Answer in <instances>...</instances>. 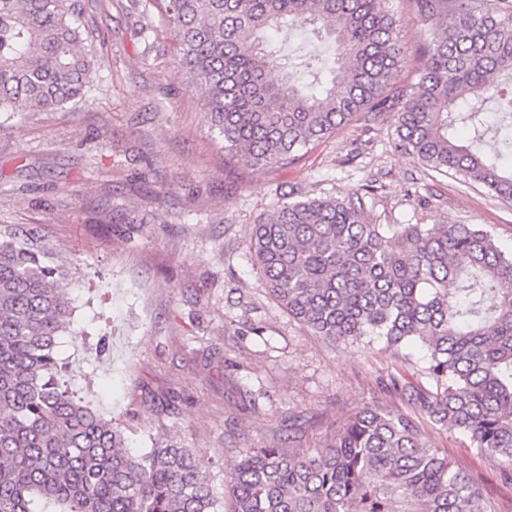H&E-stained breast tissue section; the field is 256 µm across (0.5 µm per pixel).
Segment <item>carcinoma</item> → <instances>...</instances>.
I'll list each match as a JSON object with an SVG mask.
<instances>
[{
	"mask_svg": "<svg viewBox=\"0 0 512 512\" xmlns=\"http://www.w3.org/2000/svg\"><path fill=\"white\" fill-rule=\"evenodd\" d=\"M172 76L203 94L224 161L288 167L362 112L396 110L398 147L512 200V0H409L428 28L418 81L391 94L404 52L389 0H157ZM311 28L333 54L288 50ZM68 0H0V113L87 100L97 64ZM496 104L494 119L484 111ZM39 227L0 225V512H497L430 446L423 423L512 464V252L478 224H374L356 194L263 214L251 258L270 297L333 344L427 351L414 412L374 406L316 448H240L214 496L201 452L143 454L74 398L56 339L70 274ZM456 284L448 291V282Z\"/></svg>",
	"mask_w": 512,
	"mask_h": 512,
	"instance_id": "1",
	"label": "carcinoma"
}]
</instances>
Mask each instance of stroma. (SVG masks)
<instances>
[{
  "mask_svg": "<svg viewBox=\"0 0 512 512\" xmlns=\"http://www.w3.org/2000/svg\"><path fill=\"white\" fill-rule=\"evenodd\" d=\"M102 59L86 103L0 118V224L39 226L71 268L74 315L58 338L68 385L136 451L199 450L216 497L236 449L313 447L326 427L374 405L409 406L391 375L416 366L374 344L324 342L270 300L253 266L256 220L282 202L361 195L375 224H481L512 251V201L423 169L397 146L390 112L360 115L288 168L228 166L199 92L173 79V41L153 0H79ZM406 46L395 90L417 79L425 36L391 0ZM141 221L126 223L130 211ZM105 355L95 356L99 340ZM432 447L512 512V465L428 428Z\"/></svg>",
  "mask_w": 512,
  "mask_h": 512,
  "instance_id": "1",
  "label": "stroma"
}]
</instances>
